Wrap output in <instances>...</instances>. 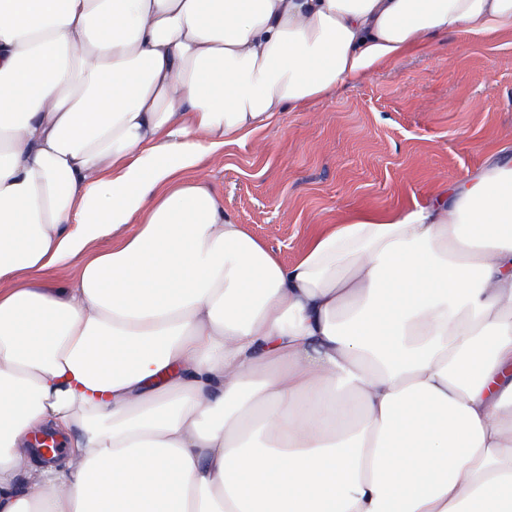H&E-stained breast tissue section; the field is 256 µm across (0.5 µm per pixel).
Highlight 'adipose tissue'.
Returning a JSON list of instances; mask_svg holds the SVG:
<instances>
[{
  "instance_id": "1",
  "label": "adipose tissue",
  "mask_w": 512,
  "mask_h": 512,
  "mask_svg": "<svg viewBox=\"0 0 512 512\" xmlns=\"http://www.w3.org/2000/svg\"><path fill=\"white\" fill-rule=\"evenodd\" d=\"M510 29L512 0H0V512H512V166L291 263L195 177Z\"/></svg>"
}]
</instances>
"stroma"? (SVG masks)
<instances>
[{"mask_svg":"<svg viewBox=\"0 0 512 512\" xmlns=\"http://www.w3.org/2000/svg\"><path fill=\"white\" fill-rule=\"evenodd\" d=\"M512 145V31L435 40L207 161L224 210L285 263L308 233L422 202Z\"/></svg>","mask_w":512,"mask_h":512,"instance_id":"35a3bbf8","label":"stroma"}]
</instances>
